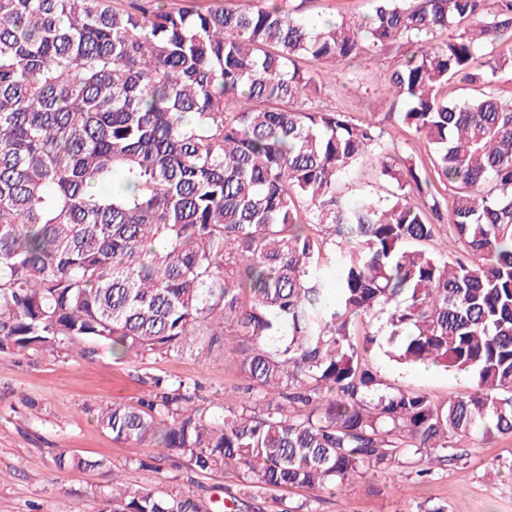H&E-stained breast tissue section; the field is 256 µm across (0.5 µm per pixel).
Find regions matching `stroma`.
I'll list each match as a JSON object with an SVG mask.
<instances>
[{
	"label": "stroma",
	"mask_w": 512,
	"mask_h": 512,
	"mask_svg": "<svg viewBox=\"0 0 512 512\" xmlns=\"http://www.w3.org/2000/svg\"><path fill=\"white\" fill-rule=\"evenodd\" d=\"M302 6L312 22L371 12V0H286V8ZM399 57L392 48L361 56L353 69L332 67L325 79V99L362 121L384 120L388 139L400 156L428 163L430 149L413 129L385 121L393 99L383 78ZM205 355L135 356L114 359L108 346L95 355L59 351L0 352V512H96L113 473L126 482L157 491L177 485L201 503L229 493L239 494L236 478L224 474L189 481L185 470L163 465L146 467V451L112 440L97 426L100 407L131 404L151 394L155 379L188 380L198 386L195 404L208 410L212 400L234 405L248 380L230 347L201 342ZM368 364L386 383L422 391L445 401L467 393L466 375L438 368L423 372L372 352ZM83 457H103V469L57 475L53 458L60 450ZM447 504L448 512H512V438L477 441L461 462L435 470L431 478L413 475L364 474L351 487L322 493L317 512H414L424 501Z\"/></svg>",
	"instance_id": "stroma-1"
}]
</instances>
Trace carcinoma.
Instances as JSON below:
<instances>
[{
	"label": "carcinoma",
	"mask_w": 512,
	"mask_h": 512,
	"mask_svg": "<svg viewBox=\"0 0 512 512\" xmlns=\"http://www.w3.org/2000/svg\"><path fill=\"white\" fill-rule=\"evenodd\" d=\"M123 2L0 0V351L183 355L234 337L238 405L207 415L177 380L96 422L152 462L231 474L250 499L423 476L474 436L512 438V96L447 94L512 72V0H372L320 24L279 0ZM405 45L384 83L435 180L381 123L319 104L304 67ZM364 158L387 195L352 205L339 182ZM443 218L467 255L428 247ZM376 349L466 372L472 392L390 386L366 363ZM98 512L200 506L114 477Z\"/></svg>",
	"instance_id": "1"
}]
</instances>
